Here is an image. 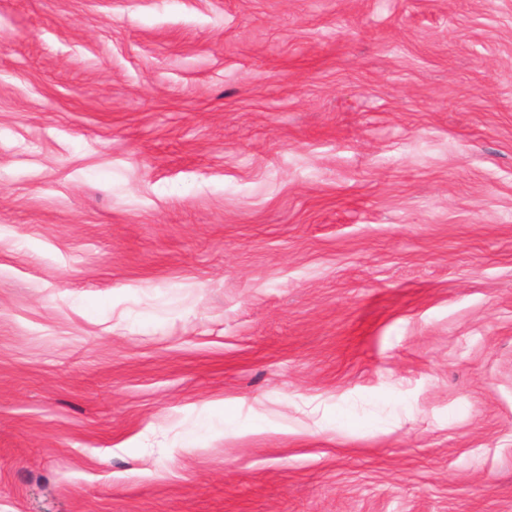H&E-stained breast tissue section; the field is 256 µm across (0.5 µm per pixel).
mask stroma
<instances>
[{
  "mask_svg": "<svg viewBox=\"0 0 512 512\" xmlns=\"http://www.w3.org/2000/svg\"><path fill=\"white\" fill-rule=\"evenodd\" d=\"M0 512H512V0H0Z\"/></svg>",
  "mask_w": 512,
  "mask_h": 512,
  "instance_id": "35a3bbf8",
  "label": "stroma"
}]
</instances>
